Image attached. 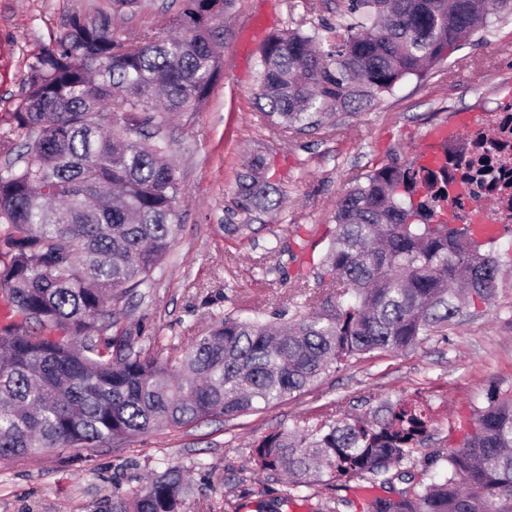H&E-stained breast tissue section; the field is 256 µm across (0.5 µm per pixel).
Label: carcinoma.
<instances>
[{"instance_id": "carcinoma-1", "label": "carcinoma", "mask_w": 512, "mask_h": 512, "mask_svg": "<svg viewBox=\"0 0 512 512\" xmlns=\"http://www.w3.org/2000/svg\"><path fill=\"white\" fill-rule=\"evenodd\" d=\"M490 0H348L355 22L327 52L300 31L262 48L263 115L285 133L340 107L360 112L410 76L444 65L487 25ZM181 0L129 41L110 19L75 16L30 66L16 126L27 158L0 170V224L9 260L0 290L12 317L39 330L0 329V460L32 448L100 445L161 425L234 417L299 396L348 360L413 350L424 337L490 303L500 272L465 224L443 221L448 146L433 163L384 165L355 181L336 208L323 267L330 297L284 321L226 316L176 362L83 348L106 323L105 300L146 284L174 245L182 193L165 142L148 131L157 106L193 112L218 73L216 7ZM256 160L240 175L246 210L273 204ZM434 420L416 399L385 401L371 418L333 417L279 431L256 446L258 469L288 479L303 500L322 476L360 475L382 494L364 512H512V390H495L458 445L408 464ZM184 474L170 469L110 512H184Z\"/></svg>"}]
</instances>
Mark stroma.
Masks as SVG:
<instances>
[{
    "mask_svg": "<svg viewBox=\"0 0 512 512\" xmlns=\"http://www.w3.org/2000/svg\"><path fill=\"white\" fill-rule=\"evenodd\" d=\"M179 4L142 0L134 11L112 14V31L137 38ZM109 9L108 0H0V134H9L13 152H22L26 141L14 133L15 113L34 57L72 16ZM348 21L347 0H233L220 24L221 68L207 98L193 112L154 115L183 187L175 244L148 285L113 298L96 344L114 340L141 356L174 360L224 316L292 318L302 303L299 282L317 285L336 205L356 177L410 163L427 134L454 113L512 107V16L493 13L450 58L448 70L404 79L364 111L335 112L320 130L283 136L261 116L264 43L293 29L329 46ZM256 158L280 202L244 212L236 205L237 183ZM491 249L502 260L491 303L446 335H432L411 351L351 359L304 395L231 420L0 460V512H100L108 500L135 496L172 467L191 488L186 512H259L284 482L255 471L261 439L334 410L365 416L399 398L424 401L435 420L415 461L458 444L449 427H468L489 389L512 387V233ZM361 483L356 476L323 478L305 488V501L292 510L315 512Z\"/></svg>",
    "mask_w": 512,
    "mask_h": 512,
    "instance_id": "1",
    "label": "stroma"
}]
</instances>
